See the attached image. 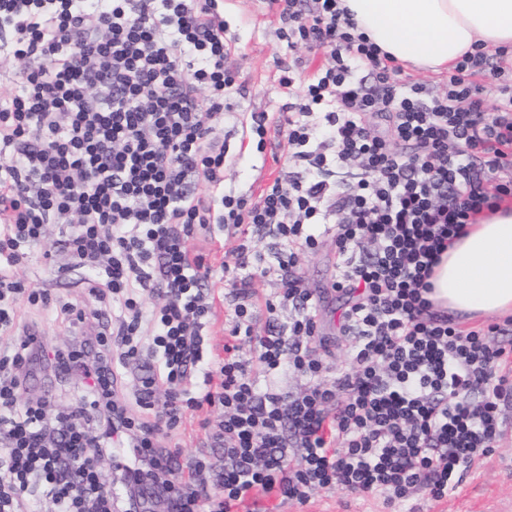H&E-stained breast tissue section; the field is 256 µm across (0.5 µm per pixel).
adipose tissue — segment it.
<instances>
[{"mask_svg": "<svg viewBox=\"0 0 512 512\" xmlns=\"http://www.w3.org/2000/svg\"><path fill=\"white\" fill-rule=\"evenodd\" d=\"M395 61L440 73L474 45L512 48V0H340ZM432 300L472 316L512 314V208L467 225L435 268Z\"/></svg>", "mask_w": 512, "mask_h": 512, "instance_id": "obj_1", "label": "adipose tissue"}]
</instances>
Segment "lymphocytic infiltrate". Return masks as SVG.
<instances>
[{
	"label": "lymphocytic infiltrate",
	"mask_w": 512,
	"mask_h": 512,
	"mask_svg": "<svg viewBox=\"0 0 512 512\" xmlns=\"http://www.w3.org/2000/svg\"><path fill=\"white\" fill-rule=\"evenodd\" d=\"M219 0H0V50L19 69L0 93V512H239L247 499L306 505L335 485L388 506L422 489L455 493L494 448L512 403V348L493 322L461 330L435 309L430 279L466 225L512 203V82L483 49L449 68L444 90L405 75L340 0H269L289 49L288 101L254 112L259 139L286 138L304 178L275 176L257 199L224 192L232 162L217 130L246 87L226 69ZM495 86L486 104L487 86ZM61 237L46 239L48 225ZM268 230L278 248L259 254ZM236 240L216 264L190 242ZM336 247L335 337L318 336L320 297L301 256ZM64 252L95 307L52 300L15 272L34 244ZM275 270L292 315L254 332L256 276ZM228 275L237 303L224 353L207 355ZM90 325L60 349L39 315ZM250 343L252 361L240 355ZM347 343V365L332 346ZM138 364L133 396L123 386ZM304 377L299 392L256 375ZM76 377L71 410L25 399L34 374ZM221 410L208 429L224 469L210 495L183 476L168 442L185 415ZM127 453L126 482L101 462Z\"/></svg>",
	"instance_id": "f902f5d3"
}]
</instances>
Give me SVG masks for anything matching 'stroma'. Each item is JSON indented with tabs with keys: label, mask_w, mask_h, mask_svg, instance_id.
<instances>
[{
	"label": "stroma",
	"mask_w": 512,
	"mask_h": 512,
	"mask_svg": "<svg viewBox=\"0 0 512 512\" xmlns=\"http://www.w3.org/2000/svg\"><path fill=\"white\" fill-rule=\"evenodd\" d=\"M282 23L268 5L256 4L255 0H224V37L235 42L230 65L247 87L245 98L233 101L218 134L227 138L234 153L232 164L224 172V190L235 194H259L269 175L278 173L280 163L260 160L256 144L242 131V124L249 113L278 109L288 100L279 84L281 69L290 57L285 41L280 40ZM42 246L32 249V259L18 270L19 279L30 287L49 289L53 297L79 305H91L82 285L83 272L68 268L65 255H57V265L66 267L64 276L51 273L43 264ZM334 244L324 239L313 253L300 262L301 276L307 288L321 295L318 327L321 334L330 336L338 324L335 310L338 306L330 285L334 274ZM209 288L216 297L212 325L206 338L215 353H222L224 327L234 315V296L222 277H214ZM255 299L258 306L253 323L257 334H265L269 315L266 302L278 305L279 322H287L289 307L279 306L280 281L276 272H268L254 281ZM507 420L504 435L497 448L476 461L459 490L447 498L436 501L422 490L396 507L385 504L382 497L352 492L342 487L316 491L310 502L303 507L275 498L246 500L240 512H489L490 508L512 505V405L505 410ZM200 415L188 417L178 428L176 440L181 448L179 462L183 469H190L196 459L209 461L210 467L201 476L209 490H216L214 471L223 464L219 450L212 448L207 434L199 425Z\"/></svg>",
	"instance_id": "35a3bbf8"
}]
</instances>
